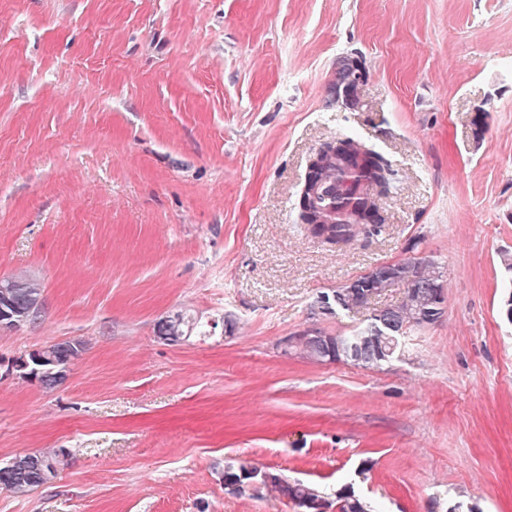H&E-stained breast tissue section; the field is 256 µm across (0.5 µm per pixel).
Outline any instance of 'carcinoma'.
I'll return each mask as SVG.
<instances>
[{
    "mask_svg": "<svg viewBox=\"0 0 512 512\" xmlns=\"http://www.w3.org/2000/svg\"><path fill=\"white\" fill-rule=\"evenodd\" d=\"M363 82L354 78L347 59L338 61L336 67V101L348 107L360 103ZM357 170L365 177L360 201L349 212L333 213L323 206L322 200L332 187H341L345 172ZM394 171L389 160L375 147L352 136H339L324 142L309 161L303 186L297 202L298 219L309 232L326 244H347L363 234L370 236L382 231L386 222L382 201L390 191ZM400 282L403 296L396 305L373 314L367 323L347 336H333L331 342L313 338L299 344L306 358L324 361L350 362L364 368H380L404 344L405 336L413 328L422 326L420 317L432 308L434 296L444 291L442 275L427 256L407 258L391 267L379 265L370 273L361 274L353 282L344 283L333 291L334 298H319L311 305V314L352 313L361 308L368 291L384 292L394 282ZM203 325L197 319L181 312L160 318L155 324L157 336L186 337ZM60 363H71L79 357L80 350L73 345L58 344L51 347ZM59 461V454L35 451L11 459V468L0 473V488L16 494H25L45 485L43 461ZM257 474L262 486L272 487L293 503L319 499L321 495L312 486L289 482L277 473L262 470L246 460L224 466V479L235 482L243 474ZM326 508L336 507V512H373L371 506L352 493H341L336 503L325 502Z\"/></svg>",
    "mask_w": 512,
    "mask_h": 512,
    "instance_id": "cac0c4a2",
    "label": "carcinoma"
}]
</instances>
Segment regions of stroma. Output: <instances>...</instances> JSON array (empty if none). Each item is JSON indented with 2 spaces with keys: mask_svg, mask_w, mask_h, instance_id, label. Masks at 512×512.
Returning <instances> with one entry per match:
<instances>
[{
  "mask_svg": "<svg viewBox=\"0 0 512 512\" xmlns=\"http://www.w3.org/2000/svg\"><path fill=\"white\" fill-rule=\"evenodd\" d=\"M338 136L398 172L384 232L340 249L295 211ZM416 238L439 322L379 369L289 346L360 327L309 306ZM506 254L512 0H0V277L42 288L0 330V463L62 455L0 512H301L225 488L238 460L375 512H512ZM180 310L208 335L157 341ZM71 339L64 385L16 370ZM363 83L364 81H358L354 78L353 69L347 58L340 59L336 67L334 87L336 89V103L341 101L342 105L356 107L360 103V91Z\"/></svg>",
  "mask_w": 512,
  "mask_h": 512,
  "instance_id": "stroma-1",
  "label": "stroma"
}]
</instances>
